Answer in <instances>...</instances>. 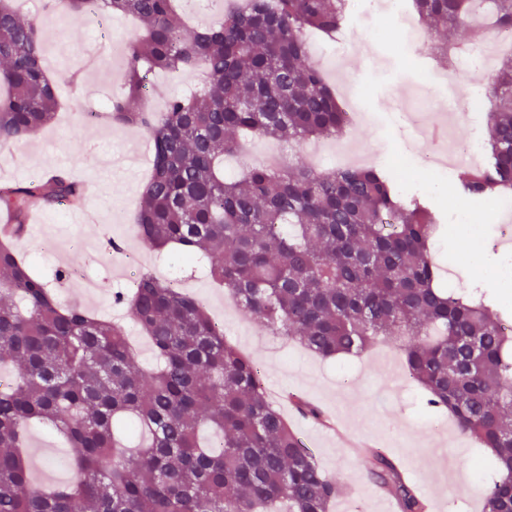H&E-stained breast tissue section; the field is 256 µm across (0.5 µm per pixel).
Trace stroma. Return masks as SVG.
<instances>
[{
    "label": "stroma",
    "instance_id": "obj_1",
    "mask_svg": "<svg viewBox=\"0 0 512 512\" xmlns=\"http://www.w3.org/2000/svg\"><path fill=\"white\" fill-rule=\"evenodd\" d=\"M412 16L411 8L396 13L385 7L384 0H352L346 22L351 35L345 46L346 76H337L328 63L317 60L340 102L352 99L361 109L357 125L341 145L366 152L371 166L377 168H386L391 159H411L412 171L398 188L438 202L447 226L437 241L438 259L442 267L455 271L454 288H468L477 281L493 296L512 299V256L500 252L496 244L497 228L505 222L506 212L498 202L477 204L459 195L456 186L462 172L425 170L422 161L431 147L416 130L418 120L446 114L449 100L485 91L488 75L433 72L430 43L408 41L407 21ZM137 33L136 24L126 18L96 26L83 15L68 13L57 36L46 39V51L61 54L59 66L48 67V74L77 68L82 74L74 85L63 87L65 106L52 124L32 139L0 148V184L35 180L50 169L64 170L78 180L97 174L99 193L90 201L97 223H75L62 206L38 212L30 218L36 233L18 239L17 249L44 276L73 268V276L57 286L60 299L121 322L145 367L153 361L152 349L140 337L135 322L113 306L112 295L130 285V255L161 270L173 267L186 290L214 318L223 320L226 337L256 360L268 392L302 395L326 413L339 416L358 439L397 457L411 455L421 477L433 486L437 512H479L488 481L489 452L447 429V416L428 411L422 392L408 379L397 378L394 367L402 362L399 342L379 344L363 358H315L264 332L256 318L246 315L197 267L181 264L173 255L156 257L143 245L130 216L150 174L151 159L143 157L130 167L125 157L149 135L140 128L96 124L83 117L112 94L122 77L121 70L103 60L97 71L85 69L87 58L113 37L130 42ZM88 281L95 283V294L87 293ZM287 417L314 450L325 473L341 485L336 507L381 512L369 494L366 464L350 458L313 420L293 410ZM27 454L36 484L71 480V452L46 426L29 425Z\"/></svg>",
    "mask_w": 512,
    "mask_h": 512
}]
</instances>
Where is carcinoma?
Masks as SVG:
<instances>
[{
    "label": "carcinoma",
    "instance_id": "1",
    "mask_svg": "<svg viewBox=\"0 0 512 512\" xmlns=\"http://www.w3.org/2000/svg\"><path fill=\"white\" fill-rule=\"evenodd\" d=\"M349 0H242L224 22L190 28L175 0H47L102 22L144 24L129 45L124 80L87 120L143 128L152 170L133 215L141 240L207 262L260 324L323 359L357 355L379 338L403 343L409 380L426 406L446 411L461 435L489 448L498 476L482 512H512V309L481 288L440 284L430 242L439 215L403 196L370 166L317 170L301 160L264 163L237 178L224 156L248 134L293 145L336 137L346 112L311 61L307 35L335 38ZM436 31L463 29L485 13L512 31V0H411ZM42 29L0 0V147L31 139L60 107L66 71L48 77ZM453 66L458 43H436ZM160 72L203 81L150 108ZM486 162L458 191L486 200L512 194V55L491 72L485 96ZM82 183L56 171L0 186L15 233L29 215L76 200ZM114 301L129 309L159 358L141 368L122 328L62 304L43 276L0 239V512H331L340 487L269 401L258 365L224 326L173 281L141 272ZM46 423L75 449L72 482L32 483L26 425ZM373 483L399 512H424L419 490L377 448Z\"/></svg>",
    "mask_w": 512,
    "mask_h": 512
}]
</instances>
